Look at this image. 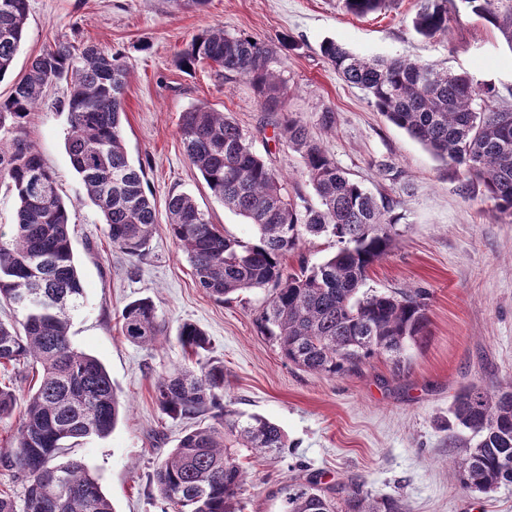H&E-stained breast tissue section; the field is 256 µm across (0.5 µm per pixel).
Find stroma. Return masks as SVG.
<instances>
[{
  "mask_svg": "<svg viewBox=\"0 0 512 512\" xmlns=\"http://www.w3.org/2000/svg\"><path fill=\"white\" fill-rule=\"evenodd\" d=\"M416 9L417 0H389L386 9L358 17L345 11L343 0H207L199 10L172 0H28L25 36L11 75L0 80V97L57 41L122 53L130 67L122 117L128 156L144 163L156 203L158 224L143 255L113 249L66 150V85L50 87L24 132L53 172L69 212L86 292L72 342L104 364L124 407L109 436L85 440L69 456L97 476L114 512L166 507L148 491L147 475L190 422L163 414L153 386L188 365L177 342L186 322L205 331L208 358L224 364L225 401L277 423L288 439L278 457L241 456L247 477L240 512H280L281 488L300 475L317 476L342 495L362 484L375 496L401 499L408 512H512V484L488 497L460 487L449 465L459 451L442 425L463 386L494 391L512 383V219L496 212L481 186L461 192L454 167L376 112L319 50L330 38L368 58L408 56L512 90V48L463 0H452L453 20L442 38L416 34ZM215 25L278 45L287 112L307 123L351 177L397 198L396 245L370 270L363 290L429 292V336L407 349L404 367L376 358L339 377L297 369L256 323L267 291H244L222 303L197 288L168 231V197L192 195L212 223L242 242H253L256 229L225 209L191 165L179 135L183 112L204 103L227 113L288 184L312 191L299 156L277 140L245 78L217 77L205 64L189 72L176 66L191 39ZM285 37L297 41V49L281 46ZM327 108L336 116L329 131L319 123ZM386 164L403 170L402 181L384 175ZM146 297L162 326L149 347L130 343L120 321L126 304Z\"/></svg>",
  "mask_w": 512,
  "mask_h": 512,
  "instance_id": "stroma-1",
  "label": "stroma"
}]
</instances>
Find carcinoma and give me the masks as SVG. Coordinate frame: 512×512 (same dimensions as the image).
<instances>
[{
	"instance_id": "obj_1",
	"label": "carcinoma",
	"mask_w": 512,
	"mask_h": 512,
	"mask_svg": "<svg viewBox=\"0 0 512 512\" xmlns=\"http://www.w3.org/2000/svg\"><path fill=\"white\" fill-rule=\"evenodd\" d=\"M464 2L512 48V0ZM448 3L419 0L412 24L420 37L448 33ZM344 4L365 16L385 8L386 0ZM27 20L28 0H0V81L12 69ZM321 53L387 121L436 157L463 167L464 190L479 182L496 211L512 216V92L506 97L491 84L474 85L465 73L415 59H368L330 39L322 42ZM276 55L269 43L213 26L192 38L176 65L190 71L207 63L220 77L246 78L264 111L276 116L285 111L284 79L273 68ZM128 74L119 53L59 42L37 56L0 99V131H20L45 87L65 82L71 164L107 225L112 247L134 257L145 251L158 221L144 187V167L131 163L124 144ZM275 126L300 157L317 203L299 191L289 193L283 176L252 150L231 117L205 105L182 115L179 135L190 162L211 194L258 231L254 242L243 243L212 224L192 196H169V232L187 255L197 286L219 301L243 290L268 291L256 321L283 358L303 371L341 376L376 357L400 361L407 346L428 334L429 292L359 294L399 235L398 202L350 177L300 118L288 114ZM0 182L8 183L18 201L10 234H0V302L16 312L14 320H0V367H29L35 378L14 442L0 448V465L25 483L23 512H112L98 478L82 462H57L65 448L108 436L121 409L105 366L71 341L86 294L66 205L52 171L19 136L0 142ZM323 235L335 241L332 256L311 267L301 258L299 269L288 268V256L306 237ZM121 321L123 336L139 346L156 343L161 333L149 298L127 304ZM178 341L191 355L209 348L207 334L190 322L181 326ZM223 397L220 361L198 373L178 368L154 386L155 404L168 417L209 413L214 420L186 432L148 477L149 488L170 512H238L245 481L238 450L262 456L287 447L279 425L246 415ZM16 403L14 384L0 382V419L11 416ZM450 413L447 428L469 435L455 462L460 486L489 495L512 483V384L493 393L467 385ZM283 502L281 512H406L403 502L373 501L358 486L335 499L312 477L296 478Z\"/></svg>"
}]
</instances>
